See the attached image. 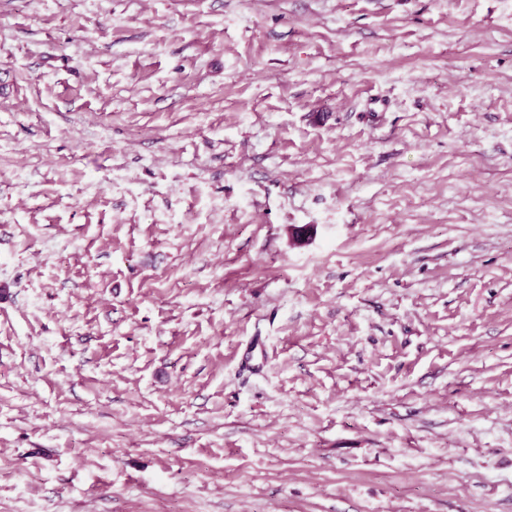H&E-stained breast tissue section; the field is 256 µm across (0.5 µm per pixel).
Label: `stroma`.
Returning a JSON list of instances; mask_svg holds the SVG:
<instances>
[{"label":"stroma","mask_w":512,"mask_h":512,"mask_svg":"<svg viewBox=\"0 0 512 512\" xmlns=\"http://www.w3.org/2000/svg\"><path fill=\"white\" fill-rule=\"evenodd\" d=\"M0 512H512V0H0Z\"/></svg>","instance_id":"stroma-1"}]
</instances>
